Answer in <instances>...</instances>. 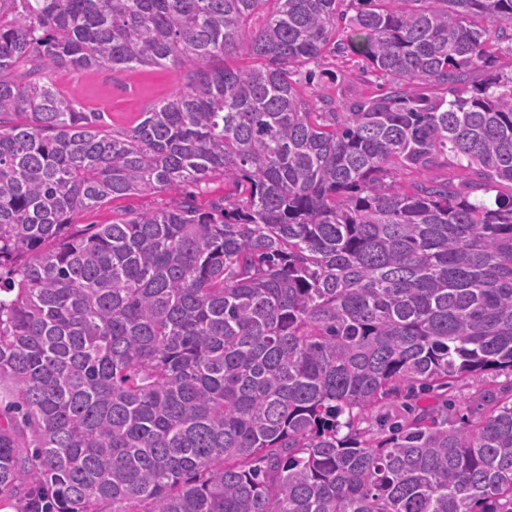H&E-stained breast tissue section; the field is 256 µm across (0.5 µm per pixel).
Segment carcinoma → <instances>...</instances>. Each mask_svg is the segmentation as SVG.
Masks as SVG:
<instances>
[{"label": "carcinoma", "mask_w": 512, "mask_h": 512, "mask_svg": "<svg viewBox=\"0 0 512 512\" xmlns=\"http://www.w3.org/2000/svg\"><path fill=\"white\" fill-rule=\"evenodd\" d=\"M492 38L512 43V0H0V503L512 512ZM330 52L385 89L305 96ZM167 64L186 83L121 133L48 81ZM216 176L240 195L71 233ZM459 387L479 417L397 411ZM182 197L181 194L171 191H146L110 201L98 209L83 214L78 227L82 229L86 224H112V221L119 222L130 213L170 208Z\"/></svg>", "instance_id": "obj_1"}]
</instances>
